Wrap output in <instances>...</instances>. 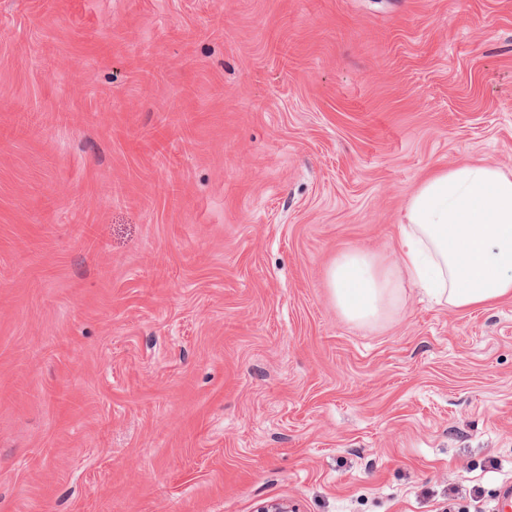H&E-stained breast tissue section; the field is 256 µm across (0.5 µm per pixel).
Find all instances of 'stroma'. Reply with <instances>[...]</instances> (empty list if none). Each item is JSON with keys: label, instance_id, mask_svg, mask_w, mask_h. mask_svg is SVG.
<instances>
[{"label": "stroma", "instance_id": "1", "mask_svg": "<svg viewBox=\"0 0 512 512\" xmlns=\"http://www.w3.org/2000/svg\"><path fill=\"white\" fill-rule=\"evenodd\" d=\"M484 163L512 0H0V512H497L512 299L327 282Z\"/></svg>", "mask_w": 512, "mask_h": 512}]
</instances>
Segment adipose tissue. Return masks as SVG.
<instances>
[{
	"instance_id": "ef3b65f1",
	"label": "adipose tissue",
	"mask_w": 512,
	"mask_h": 512,
	"mask_svg": "<svg viewBox=\"0 0 512 512\" xmlns=\"http://www.w3.org/2000/svg\"><path fill=\"white\" fill-rule=\"evenodd\" d=\"M399 238L393 260L350 249L331 264L328 285L348 321L386 319L409 284L454 308L512 298V172L434 169L406 201Z\"/></svg>"
}]
</instances>
